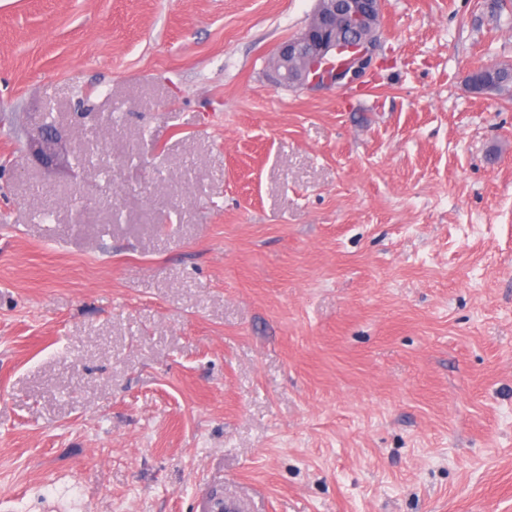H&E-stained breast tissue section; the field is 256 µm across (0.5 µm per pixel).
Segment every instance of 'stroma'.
Segmentation results:
<instances>
[{
  "label": "stroma",
  "instance_id": "obj_1",
  "mask_svg": "<svg viewBox=\"0 0 512 512\" xmlns=\"http://www.w3.org/2000/svg\"><path fill=\"white\" fill-rule=\"evenodd\" d=\"M315 6L0 0V512H512V0ZM328 9L317 1L313 13L317 23L277 46V66L273 69L277 81L296 83L309 90L360 85L367 73L373 71L381 47L382 0H340ZM336 29L349 38L337 39ZM370 36L359 39L357 32ZM298 59L296 71L288 62ZM478 68L485 84L496 85L500 96L512 95V64L482 65ZM53 120L52 112H39L28 134V146L33 155L45 165L53 163L57 157L55 145L58 143L55 127L46 121V115Z\"/></svg>",
  "mask_w": 512,
  "mask_h": 512
}]
</instances>
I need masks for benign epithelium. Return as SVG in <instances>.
<instances>
[{"instance_id": "7a95c632", "label": "benign epithelium", "mask_w": 512, "mask_h": 512, "mask_svg": "<svg viewBox=\"0 0 512 512\" xmlns=\"http://www.w3.org/2000/svg\"><path fill=\"white\" fill-rule=\"evenodd\" d=\"M342 8L316 7L317 23L277 46L274 74L282 84L309 90L352 87L373 71L381 47L382 0H341ZM54 125L42 112L28 134V146L44 164L57 157Z\"/></svg>"}]
</instances>
